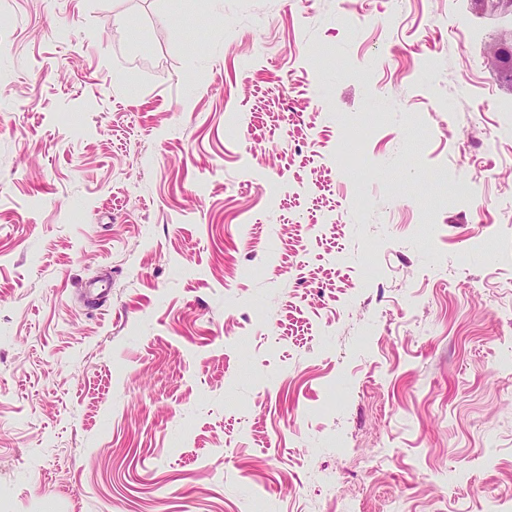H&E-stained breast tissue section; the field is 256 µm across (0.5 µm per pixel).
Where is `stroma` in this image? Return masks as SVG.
Listing matches in <instances>:
<instances>
[{"instance_id": "35a3bbf8", "label": "stroma", "mask_w": 512, "mask_h": 512, "mask_svg": "<svg viewBox=\"0 0 512 512\" xmlns=\"http://www.w3.org/2000/svg\"><path fill=\"white\" fill-rule=\"evenodd\" d=\"M509 38L487 0H0V512H501Z\"/></svg>"}]
</instances>
